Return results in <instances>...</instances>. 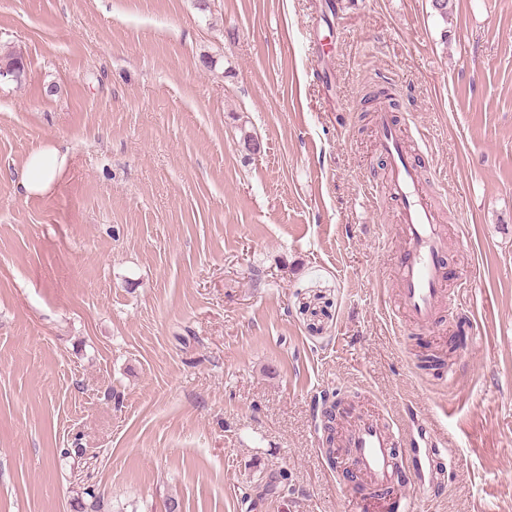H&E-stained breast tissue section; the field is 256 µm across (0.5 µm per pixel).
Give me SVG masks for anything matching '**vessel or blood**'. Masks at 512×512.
Returning <instances> with one entry per match:
<instances>
[{"mask_svg": "<svg viewBox=\"0 0 512 512\" xmlns=\"http://www.w3.org/2000/svg\"><path fill=\"white\" fill-rule=\"evenodd\" d=\"M376 140L387 161V179L398 211L396 236L401 248L396 257L399 308L411 324L430 328L437 309L449 299L446 281L448 234L426 188L427 172L408 154L404 135L390 112L374 115ZM401 430L373 412L346 413L340 445L357 466V474L371 487L388 490L399 471H408L423 495L432 498L442 488L435 465L441 444L425 440L400 459Z\"/></svg>", "mask_w": 512, "mask_h": 512, "instance_id": "b4317fda", "label": "vessel or blood"}]
</instances>
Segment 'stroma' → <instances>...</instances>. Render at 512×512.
I'll list each match as a JSON object with an SVG mask.
<instances>
[{
	"label": "stroma",
	"mask_w": 512,
	"mask_h": 512,
	"mask_svg": "<svg viewBox=\"0 0 512 512\" xmlns=\"http://www.w3.org/2000/svg\"><path fill=\"white\" fill-rule=\"evenodd\" d=\"M12 51L0 512H399L344 480L333 405L447 441L431 512H512V0H0ZM380 85L453 237L428 332L389 318ZM66 167V157L53 144L32 152L25 160L18 179V187L29 196L49 194L62 176Z\"/></svg>",
	"instance_id": "obj_1"
}]
</instances>
